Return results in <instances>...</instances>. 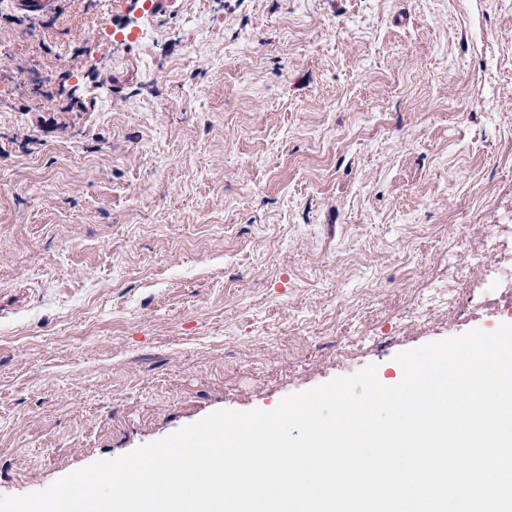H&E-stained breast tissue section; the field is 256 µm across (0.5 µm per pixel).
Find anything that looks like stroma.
Listing matches in <instances>:
<instances>
[{"instance_id":"obj_1","label":"stroma","mask_w":512,"mask_h":512,"mask_svg":"<svg viewBox=\"0 0 512 512\" xmlns=\"http://www.w3.org/2000/svg\"><path fill=\"white\" fill-rule=\"evenodd\" d=\"M0 0V496L498 328L388 335L512 224V0ZM135 31L129 41L125 32ZM82 110L59 113L66 97ZM56 129L21 147L40 118ZM58 0H14V5L22 18L37 20L56 10Z\"/></svg>"}]
</instances>
